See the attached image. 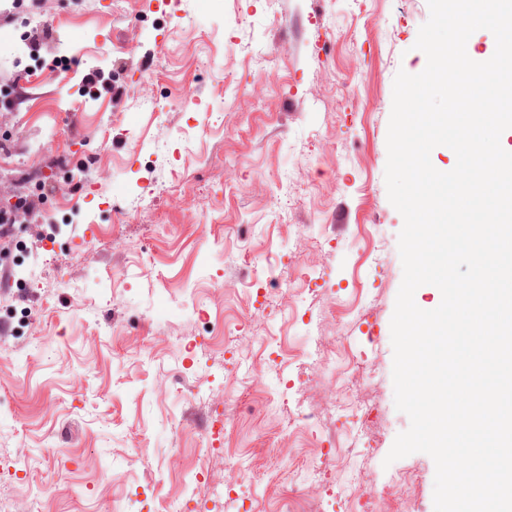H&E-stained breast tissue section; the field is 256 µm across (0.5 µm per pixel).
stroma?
<instances>
[{
	"instance_id": "1",
	"label": "stroma",
	"mask_w": 512,
	"mask_h": 512,
	"mask_svg": "<svg viewBox=\"0 0 512 512\" xmlns=\"http://www.w3.org/2000/svg\"><path fill=\"white\" fill-rule=\"evenodd\" d=\"M428 18L0 0V178L36 204L0 239V512H357L355 483L434 512L433 459L385 461L410 426L387 133ZM337 434L363 451L322 467Z\"/></svg>"
}]
</instances>
